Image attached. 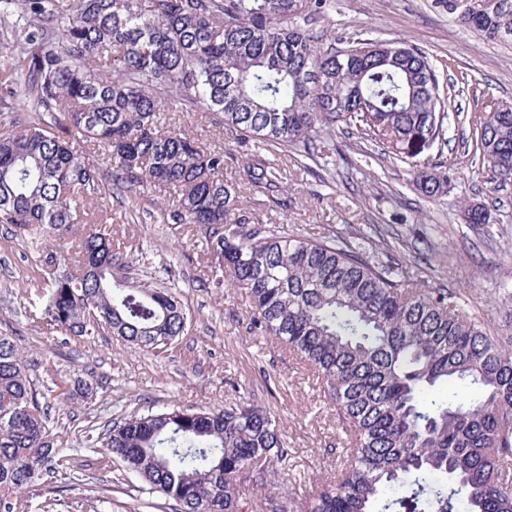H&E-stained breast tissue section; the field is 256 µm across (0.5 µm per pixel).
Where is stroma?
Instances as JSON below:
<instances>
[{"mask_svg": "<svg viewBox=\"0 0 512 512\" xmlns=\"http://www.w3.org/2000/svg\"><path fill=\"white\" fill-rule=\"evenodd\" d=\"M329 30L342 36L362 30L380 39H402L423 50L441 83L459 82L463 94L446 102L449 113L467 116L449 123L447 145L405 162L366 163L357 137H337L324 181L281 160L286 170V208L250 199L260 220L311 237L367 232L388 244L425 287L457 293L481 321L512 331V181L489 179L461 147L470 138L471 117L512 100V49L462 26L438 0H331ZM446 153L452 166L447 193L428 198L416 187L430 157ZM155 189L105 198L104 217L117 252H133V284L173 288L188 327L161 351L129 345L110 333L66 336L42 319L53 275L40 252L0 227V331L20 337L23 347L50 360L38 371L48 385L77 374H93V399L52 409L49 426L73 468L31 488L16 512H171L168 499L142 492L118 464L104 465L97 438L112 419L143 414L167 404L221 407L248 397L280 419L289 448V474L325 471L330 449L343 433L335 411L321 396L320 382L288 351L248 329L247 305L236 288L213 285L201 237L186 226L166 224L153 204ZM484 206L490 221L468 224L464 207ZM422 240L429 267L413 264V245Z\"/></svg>", "mask_w": 512, "mask_h": 512, "instance_id": "stroma-1", "label": "stroma"}]
</instances>
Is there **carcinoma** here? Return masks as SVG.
Masks as SVG:
<instances>
[{
	"label": "carcinoma",
	"mask_w": 512,
	"mask_h": 512,
	"mask_svg": "<svg viewBox=\"0 0 512 512\" xmlns=\"http://www.w3.org/2000/svg\"><path fill=\"white\" fill-rule=\"evenodd\" d=\"M330 0H0L12 64L0 74V224L63 267L44 314L70 336L102 328L140 349L186 330L169 288L129 285L133 258L112 251L95 209L115 192L155 187L171 224L197 231L213 267L248 303L249 330L321 381L345 433L336 471L288 479L280 421L251 399L222 409L164 407L110 422L101 454L172 501V512H512V335L478 321L448 290H426L386 248L360 236L268 227L241 192L275 204L288 148L317 162L336 129L364 157L414 158L450 116L419 48L355 32L346 52L313 24ZM491 41L512 45V0H441ZM27 113L25 120L18 115ZM202 112L246 159L224 179V147L162 120ZM471 159L512 180V102L478 117ZM450 172L423 171L435 197ZM74 224L85 234L70 239ZM41 362L0 332V512L67 472L52 408L93 379L41 388ZM464 385L469 394H442Z\"/></svg>",
	"instance_id": "cac0c4a2"
}]
</instances>
